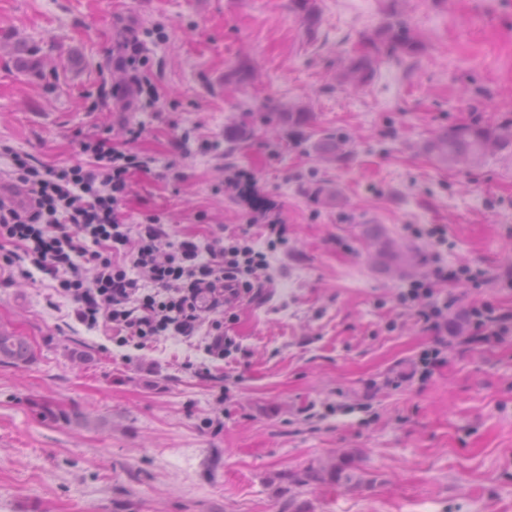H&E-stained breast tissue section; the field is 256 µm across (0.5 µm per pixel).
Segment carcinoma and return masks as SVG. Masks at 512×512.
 Segmentation results:
<instances>
[{
    "label": "carcinoma",
    "instance_id": "cac0c4a2",
    "mask_svg": "<svg viewBox=\"0 0 512 512\" xmlns=\"http://www.w3.org/2000/svg\"><path fill=\"white\" fill-rule=\"evenodd\" d=\"M291 7L300 12L309 35L316 32L319 19L317 0H290ZM402 0H386L383 12L386 21L371 31L360 35L357 53L348 59L339 74V84L356 90L370 82L377 63L387 56L399 63H415L417 56L424 50L423 41L400 20ZM314 152L323 159L346 163L349 153L345 149L341 136L327 134L313 144ZM423 151L450 169L467 170L478 167L487 159L497 155L512 158V113L489 121L460 123L442 129L423 144ZM378 245V257L395 260L398 252L382 233L373 235ZM33 349L27 337L17 334L6 327H0V363L22 365L31 361ZM35 406L44 419L61 417L69 422L88 424L81 413L67 414L55 410V404L43 399ZM286 479L295 485L313 482H333L344 485H358L363 482L362 475L355 471L352 463L344 458L326 462L303 475L289 474Z\"/></svg>",
    "mask_w": 512,
    "mask_h": 512
}]
</instances>
